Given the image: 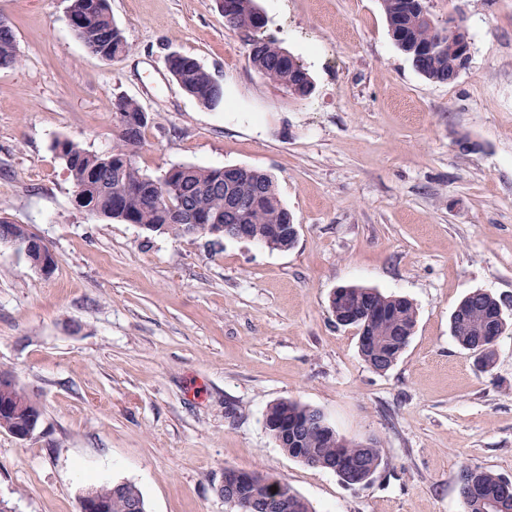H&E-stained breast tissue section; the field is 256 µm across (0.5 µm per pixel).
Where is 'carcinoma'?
<instances>
[{
  "mask_svg": "<svg viewBox=\"0 0 512 512\" xmlns=\"http://www.w3.org/2000/svg\"><path fill=\"white\" fill-rule=\"evenodd\" d=\"M233 15L225 18L227 25L245 31H258L266 20L258 16L256 0H233ZM68 16L75 18L73 31L86 51L104 60L126 52L127 42L121 29L112 19L108 0H69ZM414 44H433L440 47L436 57L424 64L423 76L437 83L448 79V37L431 22L409 18ZM248 59L268 81L289 89L291 84L304 87L312 78L304 65L271 39L253 38L248 43ZM16 36L12 23L0 18V66L18 63ZM168 69L179 87L206 108L224 104L223 85L196 58L173 53L167 58ZM142 106L135 100L120 97L113 104L116 135L112 147L96 153L70 139H58L53 149L63 160L72 187L81 189L83 207L94 219H111L126 224L152 228L166 225V233L183 235L182 225L170 223L175 213L185 222L212 224L224 220V173L219 168L193 165H174L159 177L143 173L133 153L137 152L147 121L141 119ZM232 194L248 201L247 208L237 217V223L250 224L260 236H267L287 222L288 209L283 205L273 177L261 170H252L245 181L236 184ZM503 303L501 297L483 292L465 304L453 333L456 343L464 349L493 347L484 336L489 327L490 311ZM344 307L359 312L361 319L354 327L364 330L383 343L380 356L360 352L363 360L376 368H386L399 360L408 344L400 332L417 323V308L413 302L387 295L374 288L355 285ZM288 411L304 417L308 406L297 401L274 402L269 412ZM292 458L310 466L320 467L336 462V476L344 483L369 481L383 460L377 442H341L336 430L300 425L298 448ZM503 475L481 467H465L461 471L459 492L465 512H484L485 503L496 499ZM109 501L107 512H127V502L141 492L129 483H110L99 486ZM254 492L259 497H288V504L300 502L299 512H314L304 497L293 491L288 483L265 476Z\"/></svg>",
  "mask_w": 512,
  "mask_h": 512,
  "instance_id": "obj_1",
  "label": "carcinoma"
}]
</instances>
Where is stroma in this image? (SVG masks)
Segmentation results:
<instances>
[{
	"label": "stroma",
	"instance_id": "35a3bbf8",
	"mask_svg": "<svg viewBox=\"0 0 512 512\" xmlns=\"http://www.w3.org/2000/svg\"><path fill=\"white\" fill-rule=\"evenodd\" d=\"M108 2L129 50L105 62L69 0H0L19 55L0 67V211L58 258L46 277L0 244V368L43 409L32 439L0 432V503L79 512L88 487L127 482L147 512H226L233 467L287 479L315 512H465L462 466L512 477V325L485 370L450 333L468 293L512 295V0H428L436 24L468 30L470 67L450 84L415 70L380 0H256L263 35L312 77L303 100L257 73L218 0ZM172 52L223 83L222 106L181 90ZM122 96L149 117L144 173L264 171L294 248L87 218L53 143L109 150ZM461 135L479 150L460 153ZM348 284L417 308L387 372L330 310ZM284 398L376 439L371 481L350 488L285 454L264 424Z\"/></svg>",
	"mask_w": 512,
	"mask_h": 512
}]
</instances>
